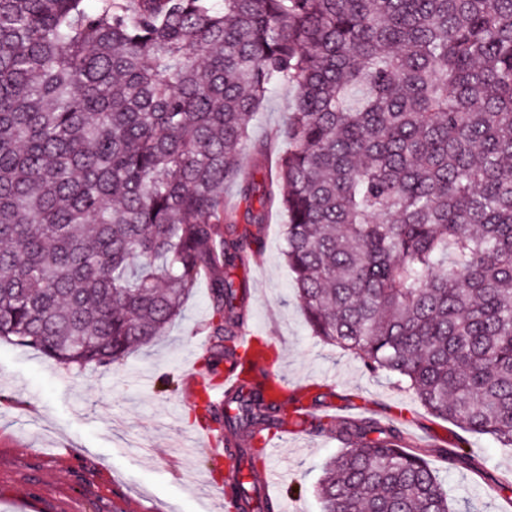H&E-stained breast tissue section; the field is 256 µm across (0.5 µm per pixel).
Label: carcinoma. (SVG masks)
Segmentation results:
<instances>
[{
    "label": "carcinoma",
    "instance_id": "cac0c4a2",
    "mask_svg": "<svg viewBox=\"0 0 512 512\" xmlns=\"http://www.w3.org/2000/svg\"><path fill=\"white\" fill-rule=\"evenodd\" d=\"M282 86L278 197L251 124ZM274 205L313 335L511 448L512 0H0V341L107 367L207 279L205 366L241 385L196 420L222 425L237 512H277L262 439L324 397L237 352L235 271ZM398 418L312 422L341 445L322 512H454Z\"/></svg>",
    "mask_w": 512,
    "mask_h": 512
}]
</instances>
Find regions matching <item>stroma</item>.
I'll return each instance as SVG.
<instances>
[{
	"instance_id": "1",
	"label": "stroma",
	"mask_w": 512,
	"mask_h": 512,
	"mask_svg": "<svg viewBox=\"0 0 512 512\" xmlns=\"http://www.w3.org/2000/svg\"><path fill=\"white\" fill-rule=\"evenodd\" d=\"M293 97L288 87L271 94L253 125L254 141L285 133ZM282 225L281 212L271 210L259 258L237 272L249 286L253 332L268 345L277 371L294 384L334 378L346 417L364 407L385 419L396 406L407 407L413 421L406 431L433 446L427 461L449 495L468 502L471 512H502L490 488L512 474V448L433 417L388 376L366 372L359 359L313 336L282 255ZM209 310L202 280L165 336L95 370H67L0 342V512H225L223 499L204 485L221 481L227 469L196 439L202 428L185 381L189 353L207 335ZM163 374L173 380L164 392ZM463 440L485 476L439 455V448ZM338 451L328 437L286 440L276 461L289 483L304 488L290 499L297 512H321L315 486Z\"/></svg>"
}]
</instances>
